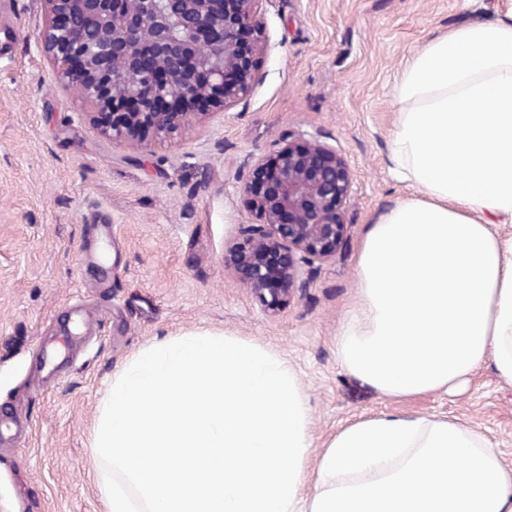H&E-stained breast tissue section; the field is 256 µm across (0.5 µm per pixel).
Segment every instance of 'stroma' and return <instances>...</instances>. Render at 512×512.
Listing matches in <instances>:
<instances>
[{
    "mask_svg": "<svg viewBox=\"0 0 512 512\" xmlns=\"http://www.w3.org/2000/svg\"><path fill=\"white\" fill-rule=\"evenodd\" d=\"M512 0H259L270 42L246 103L182 136L133 149L94 128L59 83L37 33L40 0H0V415L25 437L0 445V512H104L91 448L113 375L159 336L211 331L273 351L296 370L314 448L380 413L456 417L512 466V386L491 366L456 394L383 397L348 374L336 337L358 293L370 224L417 192L388 155L394 88L433 37L489 21ZM320 136L346 160L348 232L307 288L264 309L224 265L242 227L250 157L283 133ZM112 227L102 243L100 225ZM68 341L54 374L45 351Z\"/></svg>",
    "mask_w": 512,
    "mask_h": 512,
    "instance_id": "obj_1",
    "label": "stroma"
}]
</instances>
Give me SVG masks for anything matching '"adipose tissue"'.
<instances>
[{
	"instance_id": "ef3b65f1",
	"label": "adipose tissue",
	"mask_w": 512,
	"mask_h": 512,
	"mask_svg": "<svg viewBox=\"0 0 512 512\" xmlns=\"http://www.w3.org/2000/svg\"><path fill=\"white\" fill-rule=\"evenodd\" d=\"M390 168L416 199L370 225L337 340L383 396L512 385V10L403 68ZM295 369L249 341L162 336L112 377L92 450L107 512H512V468L457 418L380 414L311 456Z\"/></svg>"
}]
</instances>
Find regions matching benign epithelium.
Here are the masks:
<instances>
[{
  "mask_svg": "<svg viewBox=\"0 0 512 512\" xmlns=\"http://www.w3.org/2000/svg\"><path fill=\"white\" fill-rule=\"evenodd\" d=\"M258 0H42L40 46L115 144L168 142L246 101L270 43ZM259 218L225 259L271 313L307 287L303 265L336 257L347 233V164L316 137L286 132L239 187Z\"/></svg>",
  "mask_w": 512,
  "mask_h": 512,
  "instance_id": "obj_1",
  "label": "benign epithelium"
}]
</instances>
